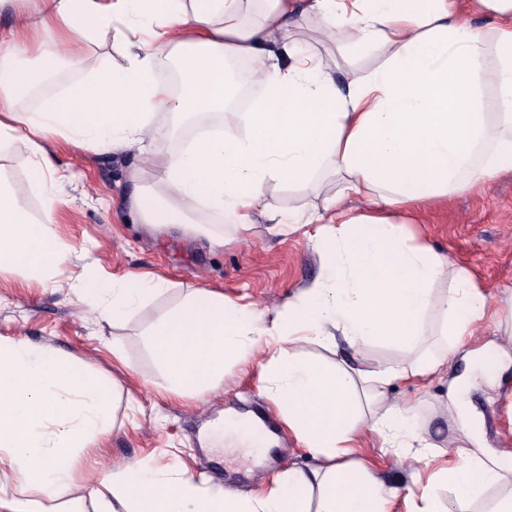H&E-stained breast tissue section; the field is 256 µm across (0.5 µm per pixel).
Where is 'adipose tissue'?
<instances>
[{
    "label": "adipose tissue",
    "mask_w": 512,
    "mask_h": 512,
    "mask_svg": "<svg viewBox=\"0 0 512 512\" xmlns=\"http://www.w3.org/2000/svg\"><path fill=\"white\" fill-rule=\"evenodd\" d=\"M25 33L0 34V146L25 154L35 175L51 170L45 141L63 137L99 154L169 135L161 114L177 119L241 118L245 136L208 127L176 153H145L141 166L160 174L165 194L139 190L130 207L139 223L181 225L220 247L224 239L199 213L250 235L270 182L303 183L329 174L336 190L311 213L312 247L324 276L285 302L271 323L251 306L211 291L190 292L151 330L164 393L192 400L216 388L233 361L263 358L270 394L289 426L323 465L288 470L255 499L202 487L185 472L139 464L93 476V458L114 423L115 387L85 362L53 347L0 338V512H392L396 488L354 454L363 434L382 455L433 464L434 444L414 405L388 402L389 387L434 375L446 358H408L425 339L431 311L441 336H469L488 316L485 293L470 270L426 245L409 243L395 209L415 199L482 190L512 169V0H31ZM315 14L324 40L337 26L351 51H385L382 63L338 86L323 58L298 37ZM488 17L487 28L472 24ZM86 42L121 45L125 65L101 68L80 50ZM34 65H26L27 56ZM179 59L180 93L158 70ZM244 60L262 93L251 111L231 110L228 64ZM71 65L92 75L41 111L17 101L43 77ZM495 92L485 111L484 88ZM350 197L368 203L356 216ZM52 202L33 219L23 198L0 183V266L37 271L67 258L53 230ZM452 284L441 295L432 286ZM145 275L106 284L78 282L68 294L96 317L119 323L166 290ZM385 346L403 360L364 370L305 357L311 341ZM512 485V467L474 451L436 467L418 512H440L435 494L449 486L458 512L480 489Z\"/></svg>",
    "instance_id": "adipose-tissue-1"
}]
</instances>
